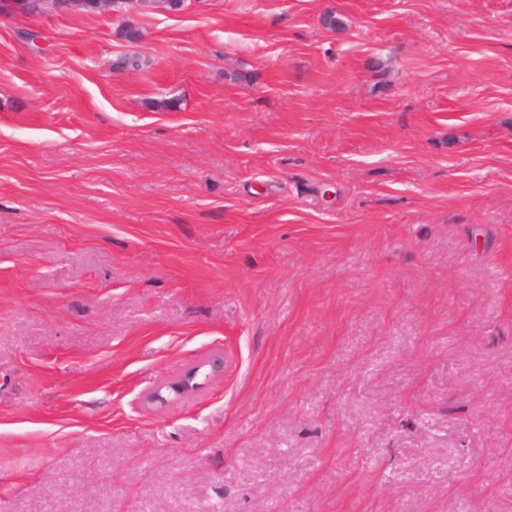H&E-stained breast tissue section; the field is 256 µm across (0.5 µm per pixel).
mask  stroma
<instances>
[{
  "label": "stroma",
  "instance_id": "obj_1",
  "mask_svg": "<svg viewBox=\"0 0 512 512\" xmlns=\"http://www.w3.org/2000/svg\"><path fill=\"white\" fill-rule=\"evenodd\" d=\"M0 512H512V0L0 9ZM213 358L214 357L200 359L191 365L192 367L187 368L176 379L161 383L147 395V401L165 405L172 399L190 396L202 385V383L198 381L199 377L209 379L224 371V361L214 365L212 363ZM206 368L207 370H204ZM164 390L165 392H163Z\"/></svg>",
  "mask_w": 512,
  "mask_h": 512
}]
</instances>
